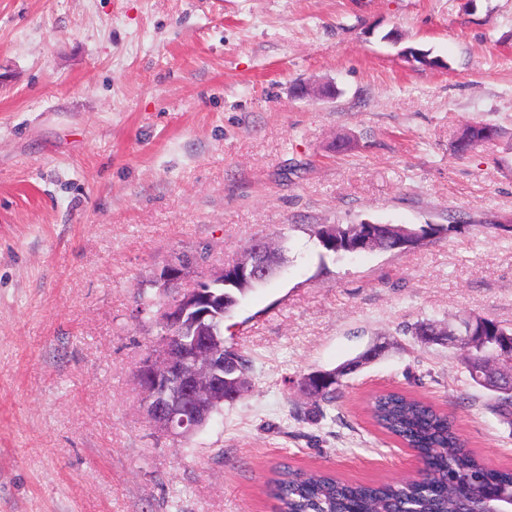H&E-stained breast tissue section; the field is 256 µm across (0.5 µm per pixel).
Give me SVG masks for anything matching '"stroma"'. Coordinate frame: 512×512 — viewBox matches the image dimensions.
<instances>
[{
  "label": "stroma",
  "instance_id": "obj_1",
  "mask_svg": "<svg viewBox=\"0 0 512 512\" xmlns=\"http://www.w3.org/2000/svg\"><path fill=\"white\" fill-rule=\"evenodd\" d=\"M478 123L499 138L456 156ZM364 221L455 230L344 257L310 232ZM505 224L512 0H0V512H275L282 463L414 475L369 418L390 388L512 467L489 392L410 331L512 326ZM259 238L285 271L224 323L249 391L190 440L165 435L136 380L160 330L139 294L177 255L208 249L207 274ZM373 346L333 404L301 391ZM472 314H466L462 316H457L452 320H448V323H445V328H438V325L431 320H422L418 321L414 324L412 328V335L416 336L421 342L429 343V341L437 342L442 340L440 336H446L445 340H447L448 336H456L453 333V328L458 320L463 319ZM446 329V330H445Z\"/></svg>",
  "mask_w": 512,
  "mask_h": 512
}]
</instances>
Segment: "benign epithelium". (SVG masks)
Here are the masks:
<instances>
[{
	"label": "benign epithelium",
	"mask_w": 512,
	"mask_h": 512,
	"mask_svg": "<svg viewBox=\"0 0 512 512\" xmlns=\"http://www.w3.org/2000/svg\"><path fill=\"white\" fill-rule=\"evenodd\" d=\"M234 277L265 281L279 272L269 244L254 247L245 258L233 262ZM193 273L170 263L161 271L159 280L180 283ZM212 301V295L194 281L180 289L176 302L161 309L159 324L168 328H190L192 340L187 345H174L165 340L153 349L139 365L136 380L144 394L145 411L155 428L182 437L210 420L213 406L224 401V358L216 352L204 323L208 312L197 314L193 323L186 322L189 313Z\"/></svg>",
	"instance_id": "benign-epithelium-1"
}]
</instances>
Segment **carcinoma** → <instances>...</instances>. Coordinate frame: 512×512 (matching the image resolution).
<instances>
[{"mask_svg":"<svg viewBox=\"0 0 512 512\" xmlns=\"http://www.w3.org/2000/svg\"><path fill=\"white\" fill-rule=\"evenodd\" d=\"M498 136L492 126L467 125L455 139V151L460 157L468 156ZM393 228L392 224H314L311 232L326 252L335 254L363 236L371 238L380 251H394L399 239ZM258 287L256 282H239L231 289L233 300L207 321L217 332L220 355L236 362L243 377L248 360L225 344L224 321ZM169 298L170 289L159 288L144 298L142 310L161 307ZM458 320L457 316L448 321L443 330L431 320L418 321L412 335L424 343L450 338L471 382L481 387L488 372L512 361V328L476 314L466 337L455 339L453 328ZM371 358L369 348L339 368L302 377L301 386L315 402L330 404L338 397L340 378ZM492 399L498 414L512 424V391L494 389ZM371 415L385 434L424 459L431 477L401 482L349 481L317 469L284 465L270 480L279 512H484L485 504L497 502L501 493L512 488V468L488 467L461 440L454 419L425 400L400 391L384 392L373 398Z\"/></svg>","mask_w":512,"mask_h":512,"instance_id":"obj_1","label":"carcinoma"}]
</instances>
